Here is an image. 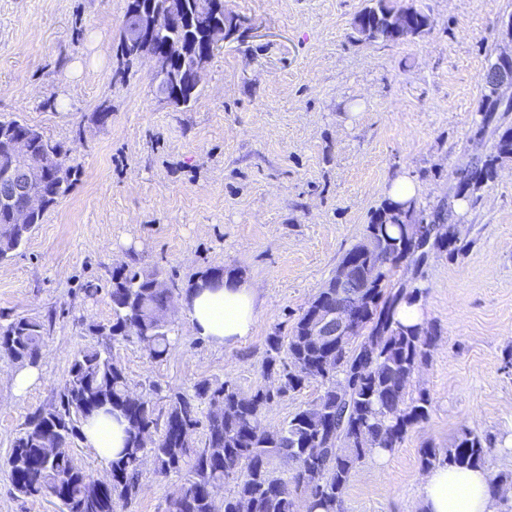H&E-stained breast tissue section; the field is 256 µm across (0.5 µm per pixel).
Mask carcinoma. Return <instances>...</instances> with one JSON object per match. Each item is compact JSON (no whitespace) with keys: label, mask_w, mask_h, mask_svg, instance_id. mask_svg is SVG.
Wrapping results in <instances>:
<instances>
[{"label":"carcinoma","mask_w":512,"mask_h":512,"mask_svg":"<svg viewBox=\"0 0 512 512\" xmlns=\"http://www.w3.org/2000/svg\"><path fill=\"white\" fill-rule=\"evenodd\" d=\"M187 2L194 14H224V0ZM398 10L410 14L418 37L434 27L432 16L421 8L400 9L393 0H370L361 11L370 28L356 27L354 32L372 43H396L400 38L389 25ZM186 43L190 57L171 62L177 82L171 87L170 107L176 110L191 107L200 94L201 80L193 75L190 61L191 56L206 53V47L194 36ZM117 57L114 77L122 79L138 58L134 48L121 44ZM495 80L492 71L485 73L476 129L490 136L492 144L488 153L453 172L456 199L466 201L494 182L503 160L512 158V124H491ZM24 134L29 135L32 155L54 169H64V176L41 188L46 210L29 224L12 225V241L0 250V260L25 243L46 211L70 193L80 174L79 164L60 145L13 119L0 120V163L8 159V140ZM451 217L452 210L443 205L428 211L415 200H387L372 211L363 235L393 262L379 265L360 282L367 298L361 332L343 339L330 355L323 353L307 336V328L319 304L336 302V289H319L287 335L275 333L266 339L267 375H276L278 381L274 391L261 386L244 393L226 382L203 380L191 393H168L160 418L149 396L132 397L125 368L110 353L81 352L71 362L52 410L31 413L13 441L7 465L15 490L25 497L53 498L58 512H131L141 492L142 468L149 461L156 474L183 478L168 500L167 512H238L242 502L249 505V512H298L301 494L310 495L307 512H344V493L355 469L378 448L390 453L400 447L408 430L428 418L430 399L422 390L413 394L412 386L431 357L437 330L405 326L396 319L402 303L423 301L427 289L394 280L405 267L419 271V254L413 249L419 238L431 240L433 253L453 256L461 251ZM157 278L155 271L121 267L112 272L109 291V335L136 340L154 361L168 355L177 335L174 325L160 320L173 289L157 287ZM44 341L45 327L38 320L15 317L0 325V353L23 366L39 364ZM327 357L336 361L334 367L322 366ZM309 380L319 382L318 396L281 427H265L262 414L275 395L295 392ZM218 391L223 393L224 417L210 419L207 409ZM114 412L128 422V438L123 455L109 463V485L102 488L76 462L71 448L83 439L88 419ZM201 425L202 447L188 446L185 436H194ZM486 453L487 439L467 431L444 450L422 448L420 461L426 470L445 464L472 468L485 463ZM230 479L234 490L216 501L214 489Z\"/></svg>","instance_id":"cac0c4a2"}]
</instances>
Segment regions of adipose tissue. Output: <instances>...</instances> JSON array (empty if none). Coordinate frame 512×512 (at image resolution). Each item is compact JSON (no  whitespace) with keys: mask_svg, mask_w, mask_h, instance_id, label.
Segmentation results:
<instances>
[{"mask_svg":"<svg viewBox=\"0 0 512 512\" xmlns=\"http://www.w3.org/2000/svg\"><path fill=\"white\" fill-rule=\"evenodd\" d=\"M259 309L258 291L237 276H225L220 288L187 293L180 305L194 334L231 346L250 336ZM84 442L99 459L110 461L121 452L125 431L117 420L96 418L83 428ZM421 512H497V496L486 468H432L421 482Z\"/></svg>","mask_w":512,"mask_h":512,"instance_id":"ef3b65f1","label":"adipose tissue"}]
</instances>
